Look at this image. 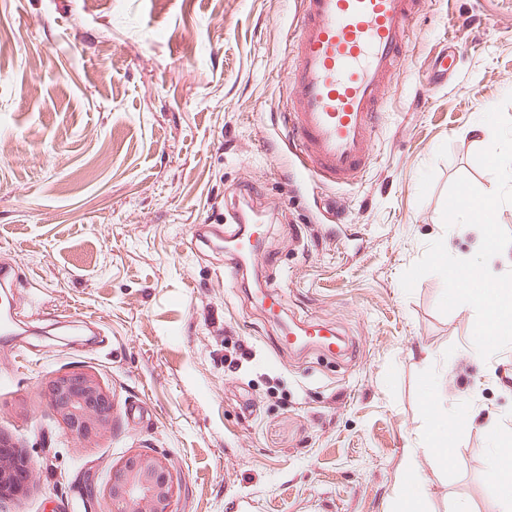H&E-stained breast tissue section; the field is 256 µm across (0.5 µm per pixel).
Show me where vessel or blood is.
Listing matches in <instances>:
<instances>
[{
	"label": "vessel or blood",
	"instance_id": "obj_1",
	"mask_svg": "<svg viewBox=\"0 0 512 512\" xmlns=\"http://www.w3.org/2000/svg\"><path fill=\"white\" fill-rule=\"evenodd\" d=\"M423 0H299L285 34L293 57L291 91L280 119L289 151L308 181L345 186L370 166L376 116L398 65L405 60L409 22ZM257 209L231 210L232 231L211 225V238L234 255L225 278L238 279L246 264L263 261ZM281 346L308 343L334 351L333 329L308 322L286 331Z\"/></svg>",
	"mask_w": 512,
	"mask_h": 512
}]
</instances>
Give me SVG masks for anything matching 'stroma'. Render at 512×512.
I'll use <instances>...</instances> for the list:
<instances>
[{"mask_svg":"<svg viewBox=\"0 0 512 512\" xmlns=\"http://www.w3.org/2000/svg\"><path fill=\"white\" fill-rule=\"evenodd\" d=\"M296 8L0 0V266L15 270L12 304L31 328L0 335V433L35 467L13 512H83L76 476L107 480L147 448L181 475L178 512H404L410 455L420 512L459 500L497 512L499 473L479 448L492 421L512 429V329L487 341L492 295L444 302L435 264L443 243L461 268L487 260L475 235L452 234L448 203L486 184L475 120L493 116L512 140V0H427L370 169L301 190L273 118ZM442 49L459 62L433 87ZM330 197L337 219L319 223ZM240 199L270 220L268 260L232 286L219 272L229 255L186 230ZM272 288L279 321L261 309ZM68 315L96 335H72ZM289 319L333 328L343 353L281 349ZM72 364L114 395V431L89 448L38 395ZM435 378L462 416L443 456L425 394ZM404 476V497L407 503L411 505V510L408 511L414 512L417 511L415 507L421 502L425 494L424 483L417 472L414 456L410 455L406 458L404 463Z\"/></svg>","mask_w":512,"mask_h":512,"instance_id":"obj_1","label":"stroma"}]
</instances>
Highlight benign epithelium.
Segmentation results:
<instances>
[{"instance_id":"7a95c632","label":"benign epithelium","mask_w":512,"mask_h":512,"mask_svg":"<svg viewBox=\"0 0 512 512\" xmlns=\"http://www.w3.org/2000/svg\"><path fill=\"white\" fill-rule=\"evenodd\" d=\"M39 395L52 409L69 438L85 445L112 432V391L90 366H77L49 378ZM118 475L104 483L85 477L76 484L84 512H176L185 491L170 459L135 451L115 468ZM33 464L8 439L0 437V497L14 503L33 488Z\"/></svg>"}]
</instances>
